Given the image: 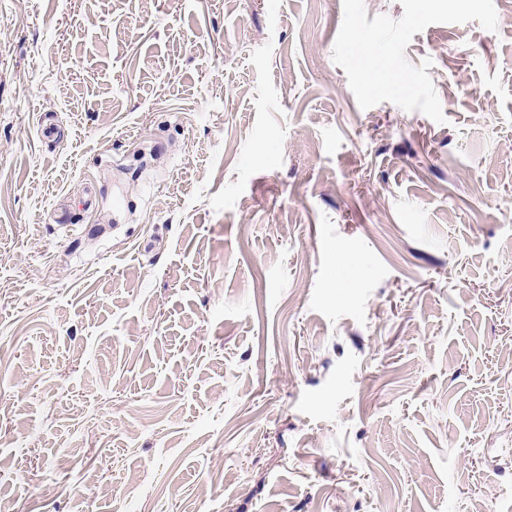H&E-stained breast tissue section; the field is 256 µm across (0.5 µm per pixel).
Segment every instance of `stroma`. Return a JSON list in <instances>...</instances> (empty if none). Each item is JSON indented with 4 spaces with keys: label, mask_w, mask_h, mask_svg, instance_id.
<instances>
[{
    "label": "stroma",
    "mask_w": 512,
    "mask_h": 512,
    "mask_svg": "<svg viewBox=\"0 0 512 512\" xmlns=\"http://www.w3.org/2000/svg\"><path fill=\"white\" fill-rule=\"evenodd\" d=\"M494 6L405 50L439 124L358 106L343 0H0L8 512H512Z\"/></svg>",
    "instance_id": "1"
}]
</instances>
